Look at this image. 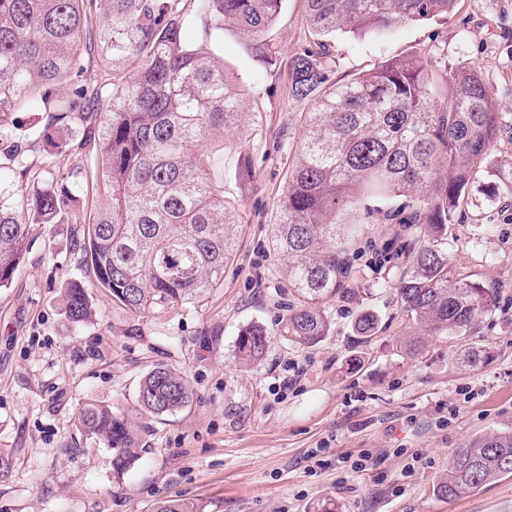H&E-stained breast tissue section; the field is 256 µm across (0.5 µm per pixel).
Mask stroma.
<instances>
[{"mask_svg": "<svg viewBox=\"0 0 512 512\" xmlns=\"http://www.w3.org/2000/svg\"><path fill=\"white\" fill-rule=\"evenodd\" d=\"M271 36L281 64L268 71L241 38L224 35V68L243 85L247 118L213 155L240 219L235 256L206 300L130 317L97 287L82 225L34 228L11 284L0 288V449L16 459L0 478V512H154L175 498L202 512H319L325 504L333 512H512V474L452 499L436 490L464 441L512 427V199L499 193L512 179V0H456L448 16L399 25L380 39L341 31L325 38L331 81L424 54L476 69L502 116L490 164L448 230L449 254L496 289L497 307L470 335L427 338L415 356L402 349L411 330L389 288L327 298L331 332L317 346L299 348L278 334L290 296L272 239L313 106L289 93L288 63L314 39L305 0H282ZM8 122L42 178L77 167L96 178L95 145L56 157L36 150L45 113L16 112ZM351 220L361 230L353 267L373 279V250L397 227L359 211ZM66 279L83 282L92 302L91 320L78 328L64 315ZM368 308L380 324L366 343L355 322ZM250 326L270 341L265 357L246 366L236 340ZM472 350L481 355L474 363ZM293 363L301 373L286 390L283 367ZM160 365L185 373L194 397L157 417L142 412L138 394ZM92 400L144 427L140 457L122 481L113 478L111 450L76 427V408ZM364 452L376 455L374 465L345 470L343 456Z\"/></svg>", "mask_w": 512, "mask_h": 512, "instance_id": "obj_1", "label": "stroma"}]
</instances>
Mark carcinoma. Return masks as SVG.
<instances>
[{"mask_svg": "<svg viewBox=\"0 0 512 512\" xmlns=\"http://www.w3.org/2000/svg\"><path fill=\"white\" fill-rule=\"evenodd\" d=\"M282 0H0V288L23 260L33 226L80 220L78 178L38 180L8 133L13 112L46 113L39 143L59 155L74 153L97 134L102 210L83 228L82 251L98 287L132 315L201 299L224 279L233 255L232 210L213 170L210 138L238 129L243 92L224 71L218 50L224 32L245 41L255 60L277 65L270 32ZM313 34L337 30L385 35L396 25L448 14L455 0H306ZM104 19L95 27L91 15ZM112 61V95L80 79L81 51ZM137 63L125 73L122 65ZM327 45L295 54L291 95L314 101L280 201L275 250L288 256L293 301L279 335L313 347L331 331L324 299L370 294L359 285L348 254L356 225L344 215L362 210L403 226L406 234L376 258L383 267L400 257L405 267L393 288L403 316L432 336H465L496 308V291L463 273L448 255V225L490 155L500 113L477 70L421 56L389 59L343 84H329ZM70 85L64 96L59 85ZM32 189L16 193L18 183ZM68 321L92 317L86 288L64 287ZM355 329L367 341L379 329L370 309ZM269 337L258 326L240 332L239 359H262ZM193 398L188 377L164 366L140 385L151 415L185 408ZM78 429L112 450L121 481L139 458V432L108 405L87 402L75 413ZM512 473V428L475 436L454 452L438 492L457 497ZM157 512H200L182 499Z\"/></svg>", "mask_w": 512, "mask_h": 512, "instance_id": "obj_1", "label": "carcinoma"}]
</instances>
